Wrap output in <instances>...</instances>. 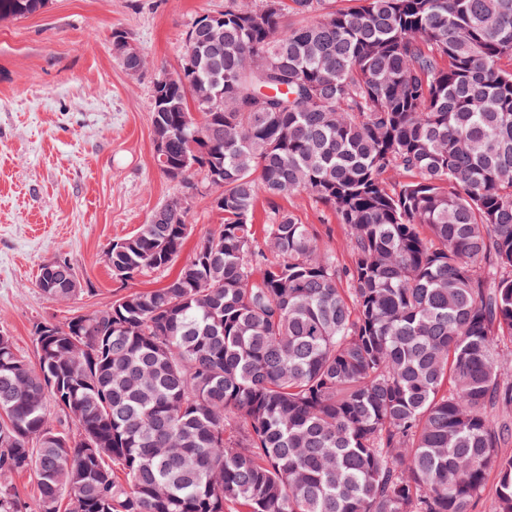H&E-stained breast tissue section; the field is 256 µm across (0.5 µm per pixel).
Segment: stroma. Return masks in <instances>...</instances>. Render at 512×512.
Segmentation results:
<instances>
[{"label": "stroma", "instance_id": "stroma-1", "mask_svg": "<svg viewBox=\"0 0 512 512\" xmlns=\"http://www.w3.org/2000/svg\"><path fill=\"white\" fill-rule=\"evenodd\" d=\"M224 0H47L25 16L0 17V333L36 361L31 329L41 320L90 313L132 290L162 287L220 216L207 197L191 199L192 232L172 268L128 284L104 254L155 209L184 196L154 159L153 83L178 68L193 19ZM129 34L146 57L130 76L112 56V33ZM325 246L345 230L333 211L300 194L284 199ZM69 261L84 291L48 300L41 266Z\"/></svg>", "mask_w": 512, "mask_h": 512}]
</instances>
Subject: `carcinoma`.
I'll use <instances>...</instances> for the list:
<instances>
[{"label": "carcinoma", "instance_id": "carcinoma-1", "mask_svg": "<svg viewBox=\"0 0 512 512\" xmlns=\"http://www.w3.org/2000/svg\"><path fill=\"white\" fill-rule=\"evenodd\" d=\"M191 50L159 169L223 221L163 287L33 337L37 364L0 333V478L38 488L0 481V512H512V0H224ZM300 193L349 263L279 205ZM183 203L112 243L114 279L172 263ZM59 264L37 286L69 301Z\"/></svg>", "mask_w": 512, "mask_h": 512}]
</instances>
